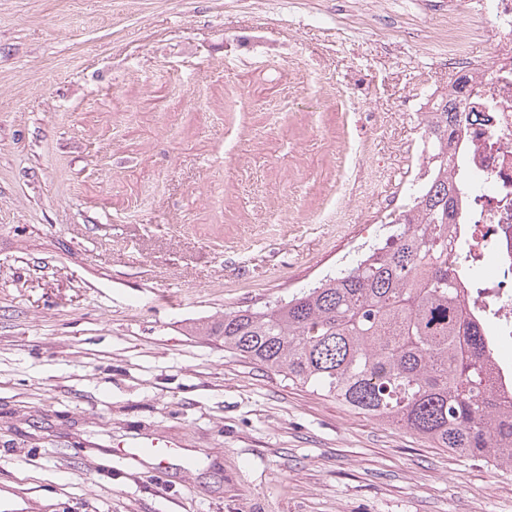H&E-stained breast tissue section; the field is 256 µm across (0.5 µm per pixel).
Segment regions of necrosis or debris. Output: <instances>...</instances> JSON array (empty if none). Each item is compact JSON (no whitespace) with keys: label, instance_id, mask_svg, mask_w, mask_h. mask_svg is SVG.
I'll use <instances>...</instances> for the list:
<instances>
[{"label":"necrosis or debris","instance_id":"4bbe7bcc","mask_svg":"<svg viewBox=\"0 0 512 512\" xmlns=\"http://www.w3.org/2000/svg\"><path fill=\"white\" fill-rule=\"evenodd\" d=\"M469 99L457 172L474 180L463 200L456 235L472 273L461 286L467 313L487 330L499 398L512 400V40L499 42L489 63L465 66Z\"/></svg>","mask_w":512,"mask_h":512}]
</instances>
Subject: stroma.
I'll return each mask as SVG.
<instances>
[{"instance_id": "1", "label": "stroma", "mask_w": 512, "mask_h": 512, "mask_svg": "<svg viewBox=\"0 0 512 512\" xmlns=\"http://www.w3.org/2000/svg\"><path fill=\"white\" fill-rule=\"evenodd\" d=\"M482 0H0V512H512L198 324L382 234ZM176 444L164 465L114 451Z\"/></svg>"}]
</instances>
